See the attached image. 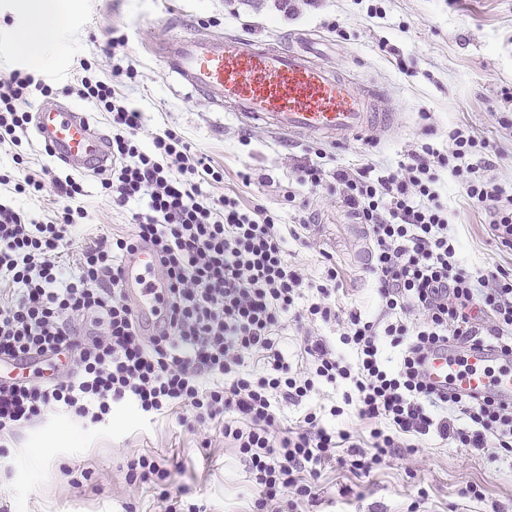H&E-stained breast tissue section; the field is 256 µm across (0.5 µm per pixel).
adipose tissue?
<instances>
[{
	"mask_svg": "<svg viewBox=\"0 0 512 512\" xmlns=\"http://www.w3.org/2000/svg\"><path fill=\"white\" fill-rule=\"evenodd\" d=\"M22 8L27 22L18 42L36 64H43L47 50L64 40L66 26L61 0H24Z\"/></svg>",
	"mask_w": 512,
	"mask_h": 512,
	"instance_id": "1",
	"label": "adipose tissue"
}]
</instances>
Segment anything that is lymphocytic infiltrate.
I'll list each match as a JSON object with an SVG mask.
<instances>
[{
    "instance_id": "obj_1",
    "label": "lymphocytic infiltrate",
    "mask_w": 512,
    "mask_h": 512,
    "mask_svg": "<svg viewBox=\"0 0 512 512\" xmlns=\"http://www.w3.org/2000/svg\"><path fill=\"white\" fill-rule=\"evenodd\" d=\"M79 68L77 96L111 116L112 165L100 174L101 190L139 210L130 236L104 233L76 245L73 228L88 216L81 183L47 165L37 174L22 169L17 153L28 140L32 92L52 88L25 69L0 80V145L16 150L0 185L35 197L50 190L63 201L43 220L0 203V361L35 367L30 379L0 381V441L53 406L92 424L117 404L150 419L186 410L211 429L203 448L229 441L246 457L257 485L253 512H296L299 500H314L313 480L337 448H350L352 470L365 476L433 432L470 451L512 450L511 405L437 392L420 372L423 355L450 342L512 353V270L462 267L439 190L441 172H451L488 214L494 241L512 250V195L487 176L489 141L453 127L447 149L421 142L393 165L300 167L298 184L333 191L366 228L389 315L371 320L332 303L335 264L313 285L289 263L286 241L302 239L310 216L285 229L263 205L207 194L203 184L222 182L223 171L170 128L143 146L144 111L90 78L87 60ZM140 245L158 252L168 286L167 318L150 329L137 323L122 286V262ZM309 286L317 302L296 310ZM316 321L341 325L339 340L353 356L308 333L306 367L294 371L278 337L288 324ZM386 343L401 350L396 368L383 364ZM59 359L63 370L44 376L40 363ZM339 381L347 389L331 415L353 409L371 422L368 436L328 428L313 411L282 427L284 408Z\"/></svg>"
}]
</instances>
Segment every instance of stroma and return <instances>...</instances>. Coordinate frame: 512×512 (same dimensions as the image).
Returning a JSON list of instances; mask_svg holds the SVG:
<instances>
[{
	"instance_id": "1",
	"label": "stroma",
	"mask_w": 512,
	"mask_h": 512,
	"mask_svg": "<svg viewBox=\"0 0 512 512\" xmlns=\"http://www.w3.org/2000/svg\"><path fill=\"white\" fill-rule=\"evenodd\" d=\"M21 0H0V79L14 69H34L56 94L34 95L32 107L66 103L85 112L100 133L112 132L108 113L98 111L61 86L75 83L78 60L95 64L96 76L128 102L144 108L148 131L171 128L181 134L224 180L207 185V193L237 192L244 205L263 204L278 223L292 225L300 212L312 213L308 242L288 240V260L308 279L321 280L326 257H333L342 285L335 303L342 311L370 318L380 314L368 267L369 239L335 194L296 188V203L284 193L295 186L298 167L326 150L341 164L368 155L373 161L397 162L416 143L444 148L448 130L460 127L490 140L497 150L490 175L512 194V128L498 119L512 118V0H295L292 12L279 0H67V51L50 52L43 66H33L16 45L26 23ZM379 17L366 16L369 5ZM169 15L189 24L191 32L215 37L254 36L283 44L309 38L318 41L328 66L343 68L364 85L379 82L389 91L395 124L337 145L291 139L247 125L207 98L190 93L170 75L152 52L168 30L156 19ZM127 39L124 48L135 76L117 72L107 54L112 37ZM375 147H367V139ZM250 174L243 185L242 174ZM88 217L75 234L89 242L96 232L132 233L131 207H118L100 191L97 175L80 174ZM451 236L459 243L464 268L491 264L512 269V253L499 249L490 235L484 210L473 205L455 183L446 186ZM343 384H322L305 404L286 409L282 426H295L306 409L320 410L327 427L364 435L369 425L354 415L331 416L342 402ZM203 430L192 431L178 414L145 420L132 407H115L104 423L83 426L58 409L22 429L0 458V497L13 512H159L153 486L125 482L130 456L157 459L170 471L168 483L191 490V502L208 512H250L256 484L238 448L223 443L203 460ZM93 474V488H75L70 470ZM475 485L482 500L461 497ZM319 499L301 503L297 512H407L420 501L421 512H512V453L497 449L468 451L431 435L414 454L390 459L360 476L335 461L326 462L316 481Z\"/></svg>"
}]
</instances>
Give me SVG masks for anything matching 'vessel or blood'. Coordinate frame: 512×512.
<instances>
[{
    "label": "vessel or blood",
    "mask_w": 512,
    "mask_h": 512,
    "mask_svg": "<svg viewBox=\"0 0 512 512\" xmlns=\"http://www.w3.org/2000/svg\"><path fill=\"white\" fill-rule=\"evenodd\" d=\"M163 66L198 93L261 126L288 137L343 143L386 122L387 95L374 86L357 88L348 75L322 62L312 42L283 47L230 35L207 41L176 36L155 52ZM35 129L42 144L76 171L111 167L105 137L85 113L65 104L40 108ZM159 257L142 246L122 264L127 297L137 321L160 324L166 284L155 277ZM420 370L441 392L512 405V354L482 344L441 346L428 353Z\"/></svg>",
    "instance_id": "obj_1"
}]
</instances>
